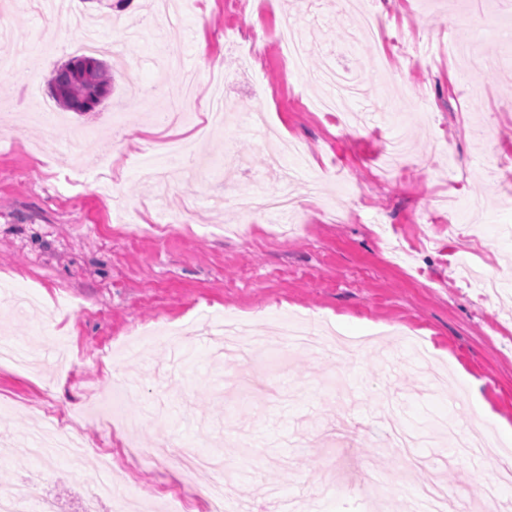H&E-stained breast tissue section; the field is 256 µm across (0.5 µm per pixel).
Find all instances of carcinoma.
Masks as SVG:
<instances>
[{"label": "carcinoma", "instance_id": "cac0c4a2", "mask_svg": "<svg viewBox=\"0 0 512 512\" xmlns=\"http://www.w3.org/2000/svg\"><path fill=\"white\" fill-rule=\"evenodd\" d=\"M51 89L59 90L57 102L73 112H93L95 107L85 101L93 87L111 88L112 73L94 56H76L51 73L48 80Z\"/></svg>", "mask_w": 512, "mask_h": 512}]
</instances>
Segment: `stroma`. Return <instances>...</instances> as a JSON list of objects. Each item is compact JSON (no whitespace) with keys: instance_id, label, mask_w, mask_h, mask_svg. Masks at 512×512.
Listing matches in <instances>:
<instances>
[{"instance_id":"obj_1","label":"stroma","mask_w":512,"mask_h":512,"mask_svg":"<svg viewBox=\"0 0 512 512\" xmlns=\"http://www.w3.org/2000/svg\"><path fill=\"white\" fill-rule=\"evenodd\" d=\"M364 2L274 0L246 72L224 30L256 33L247 5L69 0L54 28L26 0L0 6L18 52L0 74V283L10 288L0 338L28 361L0 363L5 489L39 472L75 512L88 482L133 480L140 493L102 512H167L179 490L191 493V512H205L210 471L147 457L107 471L93 453H13L33 425L69 415L66 432L113 454L157 447L164 433L179 451L222 456L240 512H270L279 496L299 512H371L364 471L389 481L387 500L403 512L429 482L467 504L496 483L493 512H512V481L495 476L512 467V441L493 433L482 454L464 456L442 437L451 423L470 432L477 398L512 423V40L498 29L512 0ZM104 14L106 64L124 56L145 89L167 74L174 96L181 75L162 64L178 48L198 76L191 112L206 118L209 83L223 74L235 112L263 107L266 124L154 126L158 100L131 96L119 70L96 111L61 107L47 79ZM302 18L318 21L302 31L306 63L283 69L273 29ZM447 35L457 57L423 55ZM330 67L369 90L338 123L299 103L330 93ZM34 102L88 133L81 158L96 176L80 186L55 176L38 149L44 129L27 119ZM174 136L195 140L210 171L169 162L161 145ZM283 172L301 210L245 223L237 198L277 190ZM162 209L172 223L160 222ZM373 213L407 233V259L386 252ZM297 314L319 323L321 349L283 345L280 329ZM232 318L270 351L249 364L220 353V325ZM338 336L363 346L337 356ZM118 380L139 391L116 400L124 423L113 429L100 407ZM386 414L399 415L426 466L408 469L388 444Z\"/></svg>"}]
</instances>
